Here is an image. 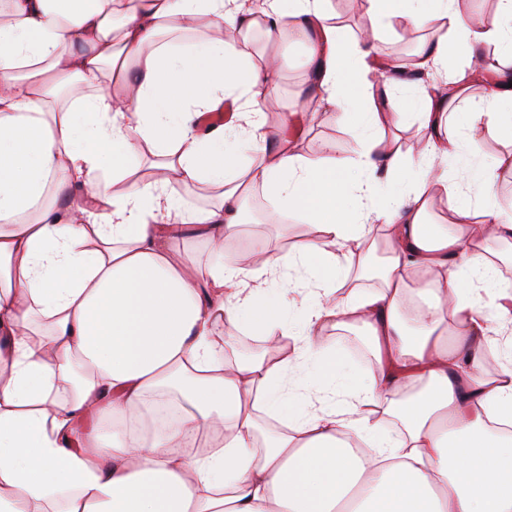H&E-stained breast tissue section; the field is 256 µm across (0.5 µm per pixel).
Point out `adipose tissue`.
Returning a JSON list of instances; mask_svg holds the SVG:
<instances>
[{
  "mask_svg": "<svg viewBox=\"0 0 512 512\" xmlns=\"http://www.w3.org/2000/svg\"><path fill=\"white\" fill-rule=\"evenodd\" d=\"M328 4L9 0L0 13V512H512V336L491 335L479 305L512 320L487 257L512 243V216L494 173L475 200L438 168L478 152L487 126L512 132V0L488 26L457 0H360L368 37L351 43ZM394 18L432 30L419 68L466 62L416 98L427 136L406 162L383 130L407 113L345 80L374 70L406 85L379 49ZM259 25L276 46L305 45V83L326 105L363 107L352 164L330 145L312 159L269 148L278 58L234 40ZM187 30L205 36L175 41ZM488 44L498 62L484 69ZM475 87L462 133L455 113ZM63 92L73 106L57 105ZM227 101L242 106L234 121L202 131ZM145 142L164 160L137 179ZM175 180L222 202L187 208ZM385 180L399 190L381 202ZM253 186L309 229L248 270L223 255ZM435 186L444 224L427 221ZM190 226L214 250L208 266L175 253ZM380 238L379 286L360 288ZM287 270L303 301L248 285ZM239 321L300 336L295 357L274 347L225 365L215 329ZM358 327L373 366L353 384L325 335ZM172 395L180 421L135 434ZM260 408L284 430L264 429Z\"/></svg>",
  "mask_w": 512,
  "mask_h": 512,
  "instance_id": "1",
  "label": "adipose tissue"
}]
</instances>
